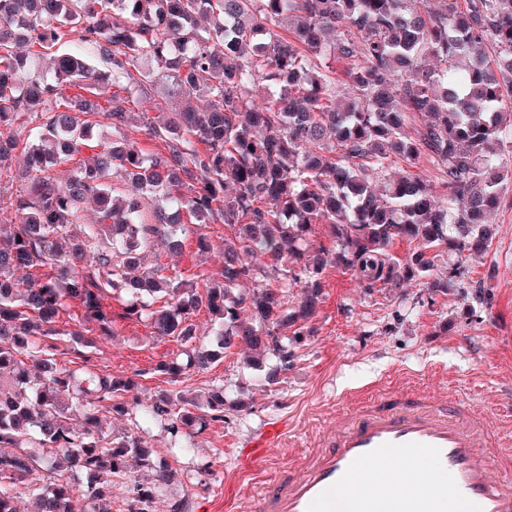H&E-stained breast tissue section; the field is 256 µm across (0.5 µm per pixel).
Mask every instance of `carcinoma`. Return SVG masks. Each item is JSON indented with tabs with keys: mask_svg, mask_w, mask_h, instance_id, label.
<instances>
[{
	"mask_svg": "<svg viewBox=\"0 0 512 512\" xmlns=\"http://www.w3.org/2000/svg\"><path fill=\"white\" fill-rule=\"evenodd\" d=\"M47 54L51 80H17ZM109 82L103 101L93 88ZM256 84L270 90L260 104L247 96ZM153 89L206 106L146 123L158 143L148 151L129 127ZM104 123L107 143L95 134ZM511 130L512 0H0V170L18 149L25 162L12 224H0V512H18L20 488L28 512H112L124 480L123 512H155L176 471L129 477V462L150 465L141 422L190 438L224 421L222 384L142 404L135 375L95 371L87 332L112 338L131 320L179 340L152 368L172 385L247 350L273 386L314 335L327 270L365 288L448 293L460 260L497 235ZM422 159L439 185L415 171ZM62 164L65 181L53 174ZM192 224L230 229L216 269L202 268L214 245L197 233L196 271L131 274L151 246L182 252ZM320 224L327 246L312 241ZM398 240L413 245L402 259L390 253ZM445 255L457 259L446 281L433 277ZM202 308L210 344L197 334ZM62 333L74 368L57 363ZM110 411L135 428L108 431ZM46 467L84 472L81 494L61 477L42 483Z\"/></svg>",
	"mask_w": 512,
	"mask_h": 512,
	"instance_id": "cac0c4a2",
	"label": "carcinoma"
}]
</instances>
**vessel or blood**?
I'll return each mask as SVG.
<instances>
[{"instance_id":"b4317fda","label":"vessel or blood","mask_w":512,"mask_h":512,"mask_svg":"<svg viewBox=\"0 0 512 512\" xmlns=\"http://www.w3.org/2000/svg\"><path fill=\"white\" fill-rule=\"evenodd\" d=\"M286 433L284 423L264 425L240 449V468L269 462ZM418 460L447 474V491L391 488L386 464ZM227 499L247 501V512H512V443L461 398L385 389L331 413L319 446L279 466L259 490L229 484Z\"/></svg>"}]
</instances>
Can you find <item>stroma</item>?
I'll return each mask as SVG.
<instances>
[{"instance_id":"stroma-1","label":"stroma","mask_w":512,"mask_h":512,"mask_svg":"<svg viewBox=\"0 0 512 512\" xmlns=\"http://www.w3.org/2000/svg\"><path fill=\"white\" fill-rule=\"evenodd\" d=\"M495 222L499 232L488 254L464 259L462 280L444 295L416 283L398 291L367 289L352 272L330 270L312 322L315 334L298 346L273 388L263 386L236 349L208 371L184 376V390L223 384L226 417L189 440L158 425L144 428L155 463L179 473L157 512L182 499L190 512H227L226 483L256 489L267 477L259 469L241 471L237 448L266 423L283 420L286 443L276 454L287 461L311 443L331 410L351 408L358 390L371 385L407 384L437 397L456 393L483 411L512 408V185ZM178 348L172 339L153 342L147 328L128 322L87 354L100 374H139L141 398L148 401L169 386L152 366Z\"/></svg>"}]
</instances>
